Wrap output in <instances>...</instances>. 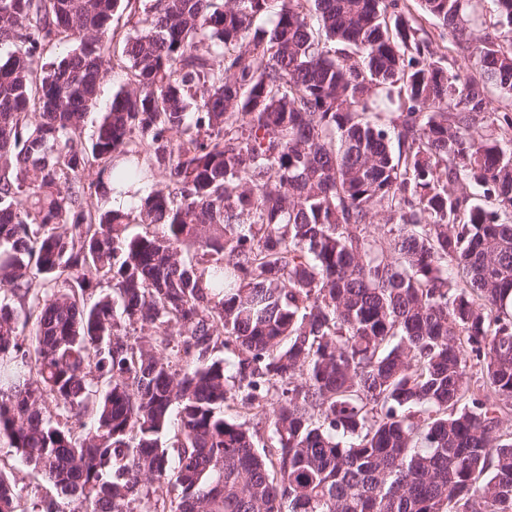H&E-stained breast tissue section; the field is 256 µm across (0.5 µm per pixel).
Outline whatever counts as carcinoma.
I'll list each match as a JSON object with an SVG mask.
<instances>
[{"instance_id": "obj_1", "label": "carcinoma", "mask_w": 512, "mask_h": 512, "mask_svg": "<svg viewBox=\"0 0 512 512\" xmlns=\"http://www.w3.org/2000/svg\"><path fill=\"white\" fill-rule=\"evenodd\" d=\"M120 2L0 0V438L82 512H512V0H420L459 65L399 0H153L87 143Z\"/></svg>"}]
</instances>
